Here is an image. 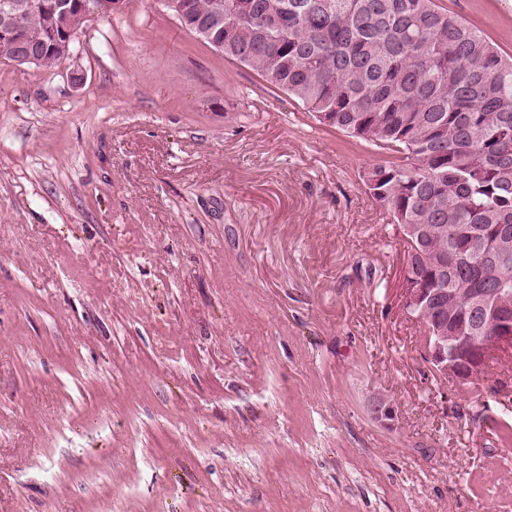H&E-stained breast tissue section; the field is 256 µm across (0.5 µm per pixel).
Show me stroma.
<instances>
[{
    "label": "stroma",
    "mask_w": 512,
    "mask_h": 512,
    "mask_svg": "<svg viewBox=\"0 0 512 512\" xmlns=\"http://www.w3.org/2000/svg\"><path fill=\"white\" fill-rule=\"evenodd\" d=\"M76 48L0 61V512H512V348L433 371L381 154L160 0Z\"/></svg>",
    "instance_id": "1"
}]
</instances>
